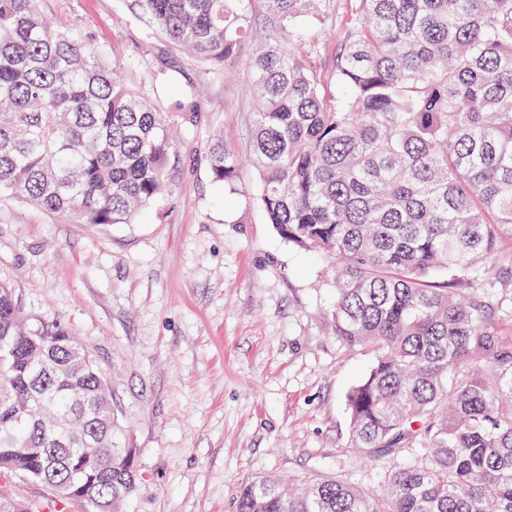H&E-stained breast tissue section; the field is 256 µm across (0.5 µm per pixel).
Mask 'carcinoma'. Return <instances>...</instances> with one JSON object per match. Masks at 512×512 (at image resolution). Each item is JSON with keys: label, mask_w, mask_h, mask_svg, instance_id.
Here are the masks:
<instances>
[{"label": "carcinoma", "mask_w": 512, "mask_h": 512, "mask_svg": "<svg viewBox=\"0 0 512 512\" xmlns=\"http://www.w3.org/2000/svg\"><path fill=\"white\" fill-rule=\"evenodd\" d=\"M41 0H0V198L74 224H132L172 155L153 99L129 87ZM275 39L246 60L251 0H127L132 17L222 71L241 61L256 104L249 161L268 223L335 265L337 342L374 362L346 394L351 445L412 451L373 495L334 476L243 484L235 512H512V331L489 294L512 286V0H354L335 93L299 46L327 0H265ZM242 159L221 138L212 179ZM61 324L28 322L0 283V512H121L135 450L112 391Z\"/></svg>", "instance_id": "obj_1"}]
</instances>
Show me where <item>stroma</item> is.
<instances>
[{"label":"stroma","mask_w":512,"mask_h":512,"mask_svg":"<svg viewBox=\"0 0 512 512\" xmlns=\"http://www.w3.org/2000/svg\"><path fill=\"white\" fill-rule=\"evenodd\" d=\"M158 104L175 130L165 195L132 224H72L0 201V282L32 322L67 326L108 377L125 447L141 474L123 512H235L261 476L339 473L381 490L400 456L358 458L348 389L373 355L337 343L326 259L282 239L257 199L254 168L213 183L214 135L250 151L246 72H213L130 18L125 0H42ZM350 0L311 18L302 50L329 76Z\"/></svg>","instance_id":"obj_1"}]
</instances>
